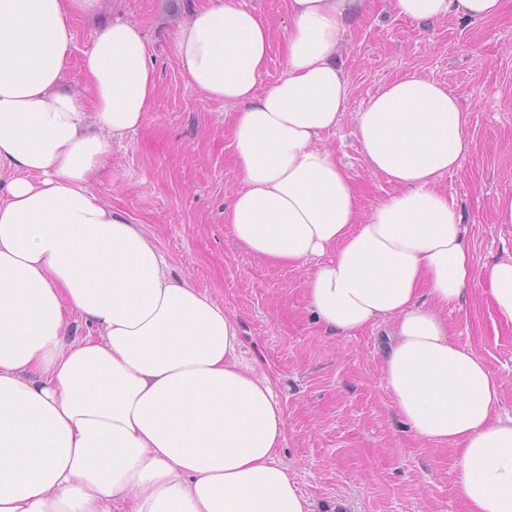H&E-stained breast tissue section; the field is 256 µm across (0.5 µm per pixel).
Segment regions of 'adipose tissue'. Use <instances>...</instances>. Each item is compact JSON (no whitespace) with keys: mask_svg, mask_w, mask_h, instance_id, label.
<instances>
[{"mask_svg":"<svg viewBox=\"0 0 512 512\" xmlns=\"http://www.w3.org/2000/svg\"><path fill=\"white\" fill-rule=\"evenodd\" d=\"M416 21L497 15L501 0H389ZM365 0H288L286 72L262 76L266 17L210 0L172 35L191 86L233 105L244 188L225 213L250 253L303 268L311 318L351 336L391 322L382 374L415 435L456 454L467 512H512L501 385L444 318L475 284L512 327V255L477 267L440 188L471 151L469 115L411 73L373 96L355 135L396 188L363 213L334 151L336 66ZM100 0H0V512H311L278 460L285 409L245 360L240 322L178 274L150 234L92 191L156 95L142 31L99 28L88 89L64 85L73 16ZM88 331L70 338L72 315Z\"/></svg>","mask_w":512,"mask_h":512,"instance_id":"obj_1","label":"adipose tissue"}]
</instances>
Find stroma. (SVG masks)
<instances>
[{
	"mask_svg": "<svg viewBox=\"0 0 512 512\" xmlns=\"http://www.w3.org/2000/svg\"><path fill=\"white\" fill-rule=\"evenodd\" d=\"M207 0H101L72 21L77 54L66 85L86 90L83 50L115 15L145 34L157 91L151 112L93 185L98 198L144 224L176 271L241 322L249 360L276 386L286 414L279 460L314 512H466L452 450L421 440L399 416L381 371V327L353 336L326 332L306 309L302 269L247 253L224 212L243 188L235 170L230 107L206 99L174 61L171 33ZM271 24L264 84L285 72L287 0H246ZM346 22L338 64L348 109L322 144L346 166L368 211L393 193L373 174L354 119L386 84L409 73L436 79L469 114L474 149L439 185L463 214L476 265L512 249V224L494 219L498 195L512 192V0L481 21L426 23L397 17L389 0ZM457 340L481 355L501 382L498 412L512 416V328L495 326L484 288L448 310Z\"/></svg>",
	"mask_w": 512,
	"mask_h": 512,
	"instance_id": "stroma-1",
	"label": "stroma"
}]
</instances>
